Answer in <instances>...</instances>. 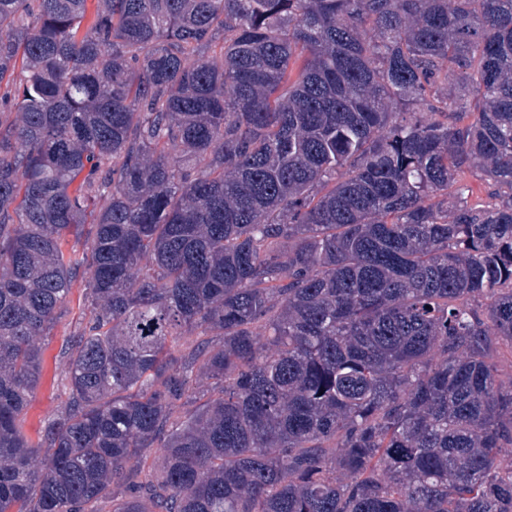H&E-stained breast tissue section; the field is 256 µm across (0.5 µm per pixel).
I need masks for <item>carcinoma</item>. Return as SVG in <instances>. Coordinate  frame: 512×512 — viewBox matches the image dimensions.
Segmentation results:
<instances>
[{"instance_id": "carcinoma-1", "label": "carcinoma", "mask_w": 512, "mask_h": 512, "mask_svg": "<svg viewBox=\"0 0 512 512\" xmlns=\"http://www.w3.org/2000/svg\"><path fill=\"white\" fill-rule=\"evenodd\" d=\"M87 2L0 0V512H512V0ZM85 280H77L69 303L60 315L50 336L45 341L41 379L29 398L22 430L32 443H36L45 421L55 417L62 408L64 395V361L61 350L71 336L85 322Z\"/></svg>"}]
</instances>
